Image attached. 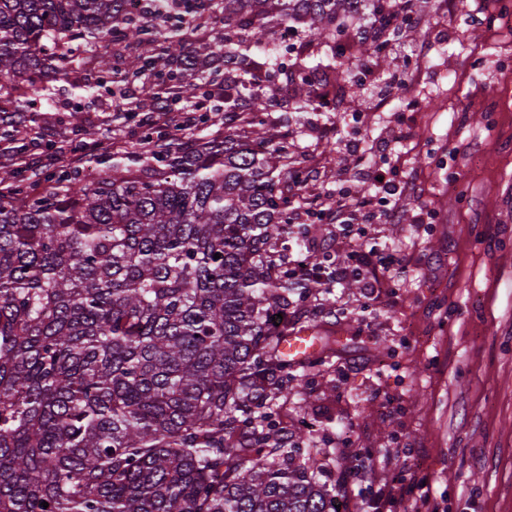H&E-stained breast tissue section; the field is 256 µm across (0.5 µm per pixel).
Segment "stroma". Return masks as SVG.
I'll return each mask as SVG.
<instances>
[{"instance_id": "stroma-1", "label": "stroma", "mask_w": 512, "mask_h": 512, "mask_svg": "<svg viewBox=\"0 0 512 512\" xmlns=\"http://www.w3.org/2000/svg\"><path fill=\"white\" fill-rule=\"evenodd\" d=\"M415 3V39L392 42L386 66L372 64L357 85L368 102L360 125L342 109L275 115L299 143L333 134L336 159L315 154L323 176L311 197L368 186L357 137L390 147L399 173L424 190L404 193L399 222L373 232L376 244L400 250L406 272H391L386 288L344 290L342 315L320 324L333 352L308 404L289 396L279 420L326 450L328 483L341 435L350 458L374 464L379 485L395 487L411 465L437 512H512V26L496 21L504 0ZM422 47L428 69L397 86L390 106L370 105L374 86L407 70ZM25 118L37 157L55 168L70 156L49 145L78 140L84 127L114 150L132 148L142 115L129 100L57 83ZM422 208L433 216L420 226ZM403 446L408 461L382 455Z\"/></svg>"}]
</instances>
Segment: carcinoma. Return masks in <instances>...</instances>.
I'll return each instance as SVG.
<instances>
[{
    "label": "carcinoma",
    "mask_w": 512,
    "mask_h": 512,
    "mask_svg": "<svg viewBox=\"0 0 512 512\" xmlns=\"http://www.w3.org/2000/svg\"><path fill=\"white\" fill-rule=\"evenodd\" d=\"M126 2L0 0V138L14 143L0 162V512H338L321 450L275 419L274 401L310 384L280 350L294 296L313 302L310 324L336 300L288 273L286 242L309 230L285 185L308 155L268 113L335 111L310 74L336 83L364 55L385 60L403 5L166 0L214 33L193 47ZM369 2L374 25L350 31ZM298 25L284 101L242 64ZM81 52L114 95L142 82L134 112L196 97L224 53V132L115 153L87 129L30 196L13 163L30 146L25 98L49 82L92 92Z\"/></svg>",
    "instance_id": "1"
}]
</instances>
